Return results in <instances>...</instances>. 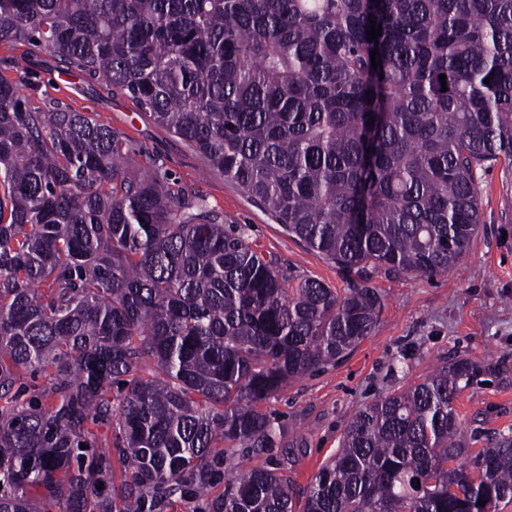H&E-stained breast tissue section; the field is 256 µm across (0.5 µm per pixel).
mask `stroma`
Masks as SVG:
<instances>
[{"mask_svg": "<svg viewBox=\"0 0 512 512\" xmlns=\"http://www.w3.org/2000/svg\"><path fill=\"white\" fill-rule=\"evenodd\" d=\"M26 52L21 44H0V77L20 83L33 106L58 101L93 113L128 139L135 164L162 167L171 183L192 189L225 223L247 226L252 247L275 259L282 273L340 292L347 288L349 277L335 263L289 236L235 182L210 170L130 98L102 96L95 82L60 71L46 52L30 54L27 70L8 67L7 58ZM477 185L479 227L457 270L432 277L376 272L372 284L384 307L375 329L345 362L292 381L266 403L281 441L272 448L238 449L229 461L233 472L280 460L296 493H303L334 455L355 412L418 381L439 359L464 358L481 368L454 400L463 427L486 438L512 428V171L500 162L483 168Z\"/></svg>", "mask_w": 512, "mask_h": 512, "instance_id": "stroma-1", "label": "stroma"}]
</instances>
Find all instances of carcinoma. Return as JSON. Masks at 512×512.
Returning <instances> with one entry per match:
<instances>
[{
  "instance_id": "1",
  "label": "carcinoma",
  "mask_w": 512,
  "mask_h": 512,
  "mask_svg": "<svg viewBox=\"0 0 512 512\" xmlns=\"http://www.w3.org/2000/svg\"><path fill=\"white\" fill-rule=\"evenodd\" d=\"M0 43L127 95L359 278L290 286L111 126L1 78L0 512H293L285 466L226 461L273 447L262 405L371 334L370 271L468 252L477 171L512 168V0H0ZM479 372L442 362L359 409L303 512L511 504L512 431L475 451L453 404Z\"/></svg>"
}]
</instances>
